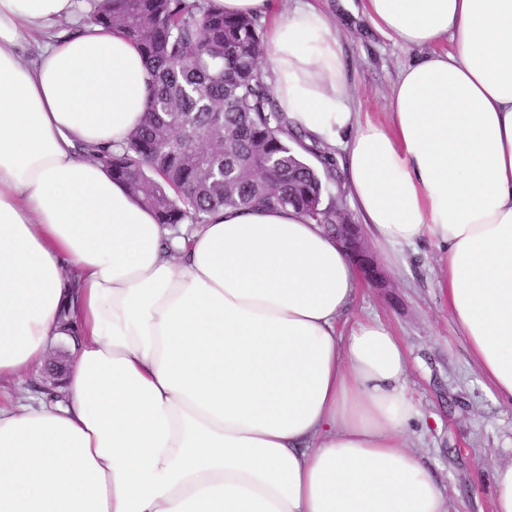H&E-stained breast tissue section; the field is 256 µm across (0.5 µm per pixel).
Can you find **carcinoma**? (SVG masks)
<instances>
[{"label": "carcinoma", "instance_id": "carcinoma-1", "mask_svg": "<svg viewBox=\"0 0 512 512\" xmlns=\"http://www.w3.org/2000/svg\"><path fill=\"white\" fill-rule=\"evenodd\" d=\"M77 11L145 58L144 123L115 149L83 151L158 223L177 234L224 207H291L335 231L336 207L277 107L261 16H230L215 0H77Z\"/></svg>", "mask_w": 512, "mask_h": 512}]
</instances>
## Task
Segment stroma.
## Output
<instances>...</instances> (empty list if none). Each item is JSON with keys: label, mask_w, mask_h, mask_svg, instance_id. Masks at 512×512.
<instances>
[{"label": "stroma", "mask_w": 512, "mask_h": 512, "mask_svg": "<svg viewBox=\"0 0 512 512\" xmlns=\"http://www.w3.org/2000/svg\"><path fill=\"white\" fill-rule=\"evenodd\" d=\"M359 4L321 0L336 17L350 61L354 109L382 120L399 69L423 51L375 31ZM370 252L382 277L362 281L351 314L380 317L406 345L409 386L425 418L421 435L411 436L409 445L436 470L449 512H493L492 470L512 439V404L494 398L448 315L439 286L445 258L428 244L401 248L393 257L375 246Z\"/></svg>", "instance_id": "35a3bbf8"}]
</instances>
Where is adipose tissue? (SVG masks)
I'll return each instance as SVG.
<instances>
[{
	"instance_id": "1",
	"label": "adipose tissue",
	"mask_w": 512,
	"mask_h": 512,
	"mask_svg": "<svg viewBox=\"0 0 512 512\" xmlns=\"http://www.w3.org/2000/svg\"><path fill=\"white\" fill-rule=\"evenodd\" d=\"M218 2L271 18L278 108L343 142L372 238L445 254L449 313L512 403V0H363L426 50L383 122L351 108L326 11ZM74 13L0 0V381L22 387L58 344L75 359L62 401L0 405V512H448L407 443L424 419L402 339L377 318L337 332L350 253L290 208L172 237L82 151L143 123L146 65L98 25L51 33Z\"/></svg>"
}]
</instances>
